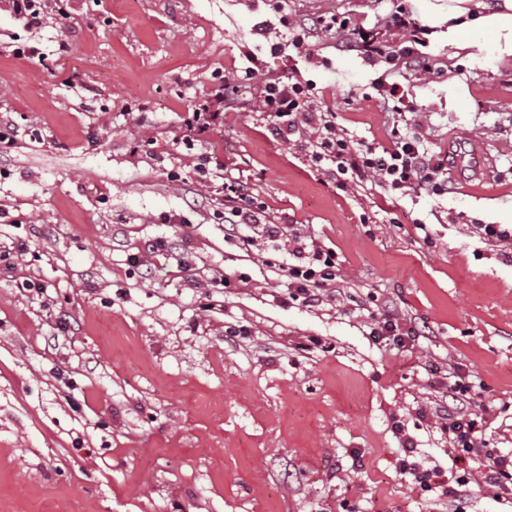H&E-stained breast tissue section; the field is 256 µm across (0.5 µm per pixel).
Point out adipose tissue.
<instances>
[{
  "instance_id": "adipose-tissue-1",
  "label": "adipose tissue",
  "mask_w": 512,
  "mask_h": 512,
  "mask_svg": "<svg viewBox=\"0 0 512 512\" xmlns=\"http://www.w3.org/2000/svg\"><path fill=\"white\" fill-rule=\"evenodd\" d=\"M448 44L457 49L493 46L512 57V0H498L488 13H470L466 0H448Z\"/></svg>"
}]
</instances>
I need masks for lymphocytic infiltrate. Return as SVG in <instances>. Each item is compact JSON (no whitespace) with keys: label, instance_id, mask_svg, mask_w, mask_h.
<instances>
[{"label":"lymphocytic infiltrate","instance_id":"f902f5d3","mask_svg":"<svg viewBox=\"0 0 512 512\" xmlns=\"http://www.w3.org/2000/svg\"><path fill=\"white\" fill-rule=\"evenodd\" d=\"M388 26L399 33V41H384L374 31L350 25L343 17L321 24L325 31L336 33L343 48L358 52L370 64L384 63L424 75L437 71L436 60L421 50L429 29L411 18L402 0H395ZM257 72V66L246 67L243 75L218 82L202 102L196 103L183 119L188 138L207 140L225 112L237 109L241 88L252 83ZM312 90V83L294 69L288 76L266 79L256 104L266 115L272 134L288 142L304 141L311 161L328 171L339 188L370 181L401 195L447 193V157L425 148L418 135L397 128L392 131L390 145L383 148L353 141L337 129L333 113L316 109ZM224 206L233 217L230 233L258 226L276 242L283 256L281 268L287 274L290 299L309 306L322 302L340 272L335 251L323 247L315 237L295 231L288 222L269 221L246 183L228 185ZM494 420L492 411L484 408L477 413L448 415L443 423L453 462L462 468L455 478L458 485L471 482L473 474L467 465L477 459L485 445L483 435Z\"/></svg>","mask_w":512,"mask_h":512}]
</instances>
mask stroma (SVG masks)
<instances>
[{"label": "stroma", "mask_w": 512, "mask_h": 512, "mask_svg": "<svg viewBox=\"0 0 512 512\" xmlns=\"http://www.w3.org/2000/svg\"><path fill=\"white\" fill-rule=\"evenodd\" d=\"M47 2L29 26L0 0V121L18 132L0 155V251L28 246L0 264V512H452L443 485L400 475L401 443L449 481L435 409L463 377L470 411L497 415L488 448L512 454V239L478 230L512 228V57L450 47L439 0H406L436 31L431 77L326 33L313 64L270 49L284 21L336 15L393 38L391 0ZM252 53L261 81L299 68L356 141L410 119L373 97L388 74L447 154L448 193L338 188L252 107L186 149L187 108ZM238 179L335 250L336 287L362 308L291 301L272 243L225 239ZM155 238L168 252L133 264ZM388 311L414 332L405 348L369 335Z\"/></svg>", "instance_id": "obj_1"}]
</instances>
